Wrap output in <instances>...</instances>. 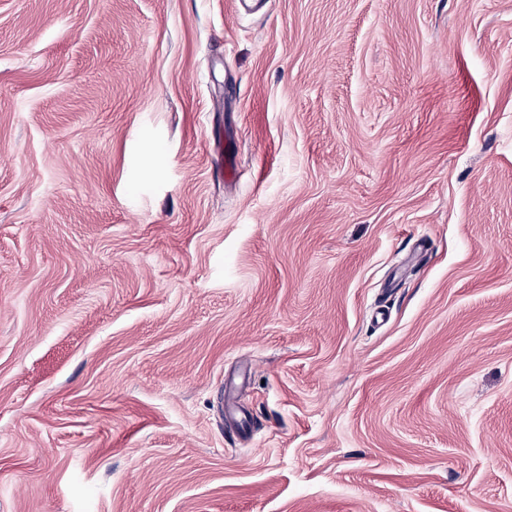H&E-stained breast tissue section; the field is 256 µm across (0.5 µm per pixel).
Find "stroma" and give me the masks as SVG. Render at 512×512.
Returning <instances> with one entry per match:
<instances>
[{
	"label": "stroma",
	"instance_id": "35a3bbf8",
	"mask_svg": "<svg viewBox=\"0 0 512 512\" xmlns=\"http://www.w3.org/2000/svg\"><path fill=\"white\" fill-rule=\"evenodd\" d=\"M0 512H512V0H0Z\"/></svg>",
	"mask_w": 512,
	"mask_h": 512
}]
</instances>
